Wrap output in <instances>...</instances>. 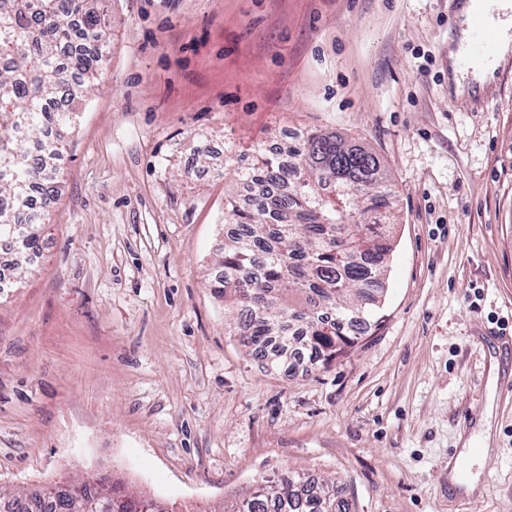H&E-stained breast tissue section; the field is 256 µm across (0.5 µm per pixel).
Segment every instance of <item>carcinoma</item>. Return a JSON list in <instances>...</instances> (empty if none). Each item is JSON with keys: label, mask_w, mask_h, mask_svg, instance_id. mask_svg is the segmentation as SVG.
Wrapping results in <instances>:
<instances>
[{"label": "carcinoma", "mask_w": 512, "mask_h": 512, "mask_svg": "<svg viewBox=\"0 0 512 512\" xmlns=\"http://www.w3.org/2000/svg\"><path fill=\"white\" fill-rule=\"evenodd\" d=\"M107 0H0V242L22 258L41 248L49 211L34 199L61 191L58 133L78 115L59 103L67 89L79 100L104 63L110 40ZM251 184L252 204L228 196L221 265L213 292L247 316L236 334L257 357L276 345L290 357L328 365L355 344L380 308L387 258L393 249L394 191L370 149L310 129L280 151L255 150L237 172ZM84 495L105 512H174L119 478L85 484ZM68 512L54 486L25 494L8 512ZM218 512H349L336 483L291 472L263 479L247 496Z\"/></svg>", "instance_id": "carcinoma-1"}]
</instances>
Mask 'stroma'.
Wrapping results in <instances>:
<instances>
[{
	"label": "stroma",
	"instance_id": "stroma-1",
	"mask_svg": "<svg viewBox=\"0 0 512 512\" xmlns=\"http://www.w3.org/2000/svg\"><path fill=\"white\" fill-rule=\"evenodd\" d=\"M459 9L107 0L112 41L40 254L0 302V495L113 475L210 512L299 471L336 479L351 512H512V62L462 110ZM308 129L378 154L394 247L357 343L274 369L208 282L224 196L249 200L237 170ZM485 422L468 492L448 464Z\"/></svg>",
	"mask_w": 512,
	"mask_h": 512
}]
</instances>
